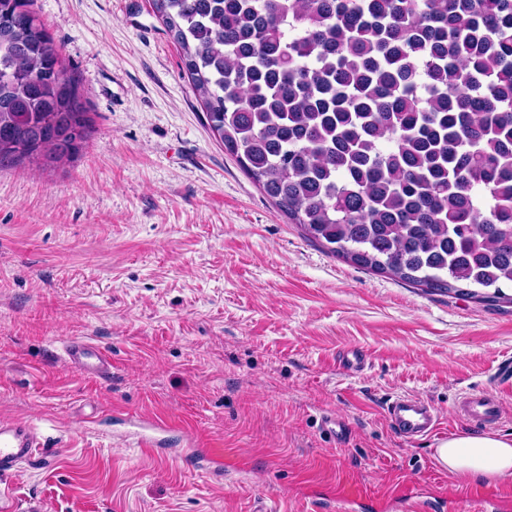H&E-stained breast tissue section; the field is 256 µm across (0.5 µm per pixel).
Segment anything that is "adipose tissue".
Listing matches in <instances>:
<instances>
[{
  "instance_id": "adipose-tissue-1",
  "label": "adipose tissue",
  "mask_w": 512,
  "mask_h": 512,
  "mask_svg": "<svg viewBox=\"0 0 512 512\" xmlns=\"http://www.w3.org/2000/svg\"><path fill=\"white\" fill-rule=\"evenodd\" d=\"M435 457L454 476L490 482L512 475V438L466 432L443 441Z\"/></svg>"
}]
</instances>
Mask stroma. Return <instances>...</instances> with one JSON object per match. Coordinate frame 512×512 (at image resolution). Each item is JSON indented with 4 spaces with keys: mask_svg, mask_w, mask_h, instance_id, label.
<instances>
[{
    "mask_svg": "<svg viewBox=\"0 0 512 512\" xmlns=\"http://www.w3.org/2000/svg\"><path fill=\"white\" fill-rule=\"evenodd\" d=\"M34 9L92 130L58 168L0 169V421L40 440L0 474V512H336L347 495L408 512L412 487L484 512L512 494V476L448 474L436 439L384 413L406 394L448 435L473 430L456 403L497 393L512 288L493 305L426 292L309 240L210 131L151 0ZM80 338L111 353L109 378L66 363ZM348 348L364 370L337 369ZM153 422L160 448L139 447Z\"/></svg>",
    "mask_w": 512,
    "mask_h": 512,
    "instance_id": "35a3bbf8",
    "label": "stroma"
}]
</instances>
